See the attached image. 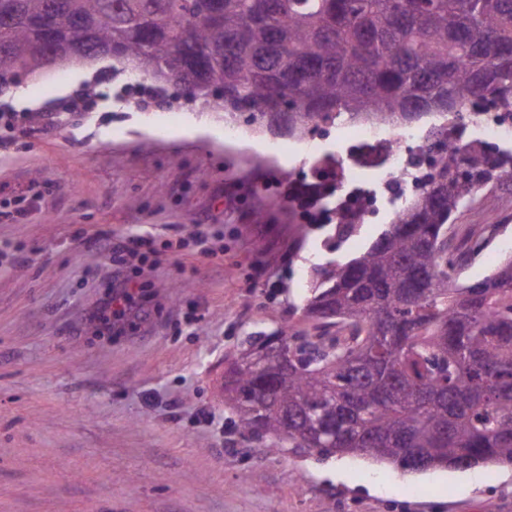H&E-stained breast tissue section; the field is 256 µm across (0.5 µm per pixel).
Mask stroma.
<instances>
[{
    "label": "stroma",
    "instance_id": "stroma-1",
    "mask_svg": "<svg viewBox=\"0 0 512 512\" xmlns=\"http://www.w3.org/2000/svg\"><path fill=\"white\" fill-rule=\"evenodd\" d=\"M129 83L97 60L0 93L13 117L0 120V512H512V466L474 467L464 486L453 470L278 453L240 434L220 390L227 356L287 323L311 264L358 256L392 218L344 239L305 222L295 196L316 178L297 136L228 141L223 113L138 108ZM455 222L512 236V189ZM201 224L220 226L223 255L173 249ZM140 232L161 261L141 265L129 313L101 335L112 246Z\"/></svg>",
    "mask_w": 512,
    "mask_h": 512
}]
</instances>
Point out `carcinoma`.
I'll use <instances>...</instances> for the list:
<instances>
[{"label":"carcinoma","instance_id":"carcinoma-1","mask_svg":"<svg viewBox=\"0 0 512 512\" xmlns=\"http://www.w3.org/2000/svg\"><path fill=\"white\" fill-rule=\"evenodd\" d=\"M0 0V89L33 68L112 54L215 112L300 133L469 105L512 113V0ZM224 82L215 100L209 84ZM512 157L450 146L425 191L358 257L315 268L298 322L228 358L224 404L244 434L401 469L512 466V255L459 282L456 214ZM275 341L279 353L259 359Z\"/></svg>","mask_w":512,"mask_h":512}]
</instances>
